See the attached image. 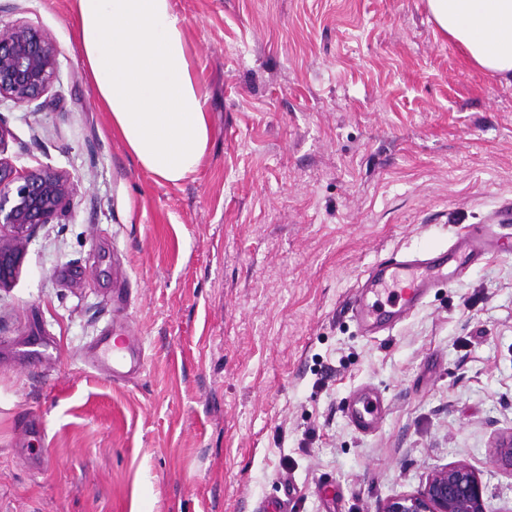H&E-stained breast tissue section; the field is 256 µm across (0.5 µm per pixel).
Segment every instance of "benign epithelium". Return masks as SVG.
Masks as SVG:
<instances>
[{
    "instance_id": "benign-epithelium-1",
    "label": "benign epithelium",
    "mask_w": 512,
    "mask_h": 512,
    "mask_svg": "<svg viewBox=\"0 0 512 512\" xmlns=\"http://www.w3.org/2000/svg\"><path fill=\"white\" fill-rule=\"evenodd\" d=\"M56 56L52 39L26 23L0 28V100L42 108ZM76 191L64 172L42 167L20 173L0 157V289L11 287L31 238L64 215ZM494 461L512 470V435L497 443ZM379 512H486L482 481L469 465L450 464L434 470L417 492L388 499Z\"/></svg>"
}]
</instances>
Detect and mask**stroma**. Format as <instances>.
Instances as JSON below:
<instances>
[{"label":"stroma","mask_w":512,"mask_h":512,"mask_svg":"<svg viewBox=\"0 0 512 512\" xmlns=\"http://www.w3.org/2000/svg\"><path fill=\"white\" fill-rule=\"evenodd\" d=\"M212 139L172 184L97 103L74 0H0L57 46L40 110L0 102L18 170L71 175L67 213L0 290V512H379L436 468L512 512V255L491 252L391 330L348 301L390 253L448 248L512 201V83L426 0H172ZM145 368L92 367L117 324ZM54 341L55 362L26 353ZM378 394L376 429L344 405ZM42 460L32 467L30 458Z\"/></svg>","instance_id":"obj_1"}]
</instances>
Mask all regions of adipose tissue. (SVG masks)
Segmentation results:
<instances>
[{
    "instance_id": "adipose-tissue-1",
    "label": "adipose tissue",
    "mask_w": 512,
    "mask_h": 512,
    "mask_svg": "<svg viewBox=\"0 0 512 512\" xmlns=\"http://www.w3.org/2000/svg\"><path fill=\"white\" fill-rule=\"evenodd\" d=\"M473 65L512 80V0H427ZM81 59L112 128L160 180L198 170L212 137L184 22L172 0H75Z\"/></svg>"
}]
</instances>
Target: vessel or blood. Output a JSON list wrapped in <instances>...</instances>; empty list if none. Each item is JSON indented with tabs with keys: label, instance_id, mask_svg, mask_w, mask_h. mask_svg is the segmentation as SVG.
Returning a JSON list of instances; mask_svg holds the SVG:
<instances>
[{
	"label": "vessel or blood",
	"instance_id": "obj_1",
	"mask_svg": "<svg viewBox=\"0 0 512 512\" xmlns=\"http://www.w3.org/2000/svg\"><path fill=\"white\" fill-rule=\"evenodd\" d=\"M493 245L488 237L463 232L452 249L432 250L423 256L394 253L377 262L352 297L351 312L367 333L385 330L403 319L436 287L455 278ZM98 359L107 364L114 379L123 380L144 368L138 337L126 331H103L93 343ZM346 415L362 433L373 431L382 415L380 402L370 390L352 393Z\"/></svg>",
	"mask_w": 512,
	"mask_h": 512
}]
</instances>
